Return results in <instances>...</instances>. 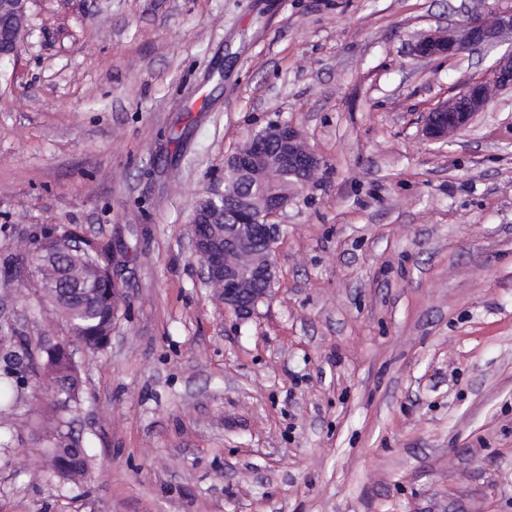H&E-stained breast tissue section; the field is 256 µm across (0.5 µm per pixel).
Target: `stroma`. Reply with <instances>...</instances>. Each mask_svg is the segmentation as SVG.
Here are the masks:
<instances>
[{
	"mask_svg": "<svg viewBox=\"0 0 512 512\" xmlns=\"http://www.w3.org/2000/svg\"><path fill=\"white\" fill-rule=\"evenodd\" d=\"M510 6L31 0L0 61V334L36 367L67 339L24 252L42 226L111 244L127 304L72 349L78 411L29 383L0 414V512H512V91L430 142L495 55L411 53ZM273 120L324 165L243 322L199 280L192 217Z\"/></svg>",
	"mask_w": 512,
	"mask_h": 512,
	"instance_id": "1",
	"label": "stroma"
}]
</instances>
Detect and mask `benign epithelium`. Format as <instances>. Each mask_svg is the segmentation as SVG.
<instances>
[{
  "label": "benign epithelium",
  "instance_id": "1",
  "mask_svg": "<svg viewBox=\"0 0 512 512\" xmlns=\"http://www.w3.org/2000/svg\"><path fill=\"white\" fill-rule=\"evenodd\" d=\"M28 0H0L1 18L27 20ZM512 37V7L498 9L448 28L421 36L413 46L420 59L450 58L474 53ZM24 39L1 38L0 59L15 58ZM512 89V46L495 59L488 77L469 83L459 93L439 102L424 117V134L435 143H449L485 110L491 89ZM322 161L303 140L299 128L275 121L254 133L224 160V175L235 177L251 189L235 197L224 194V221L214 213L192 225V246L200 258L201 282L215 290L224 309L240 320L251 319L278 283L273 258L281 225L273 219L283 214L302 193ZM54 466L72 468L69 445L62 440L53 455Z\"/></svg>",
  "mask_w": 512,
  "mask_h": 512
}]
</instances>
